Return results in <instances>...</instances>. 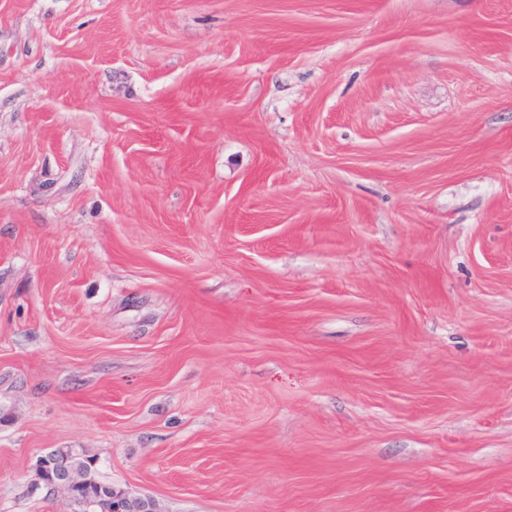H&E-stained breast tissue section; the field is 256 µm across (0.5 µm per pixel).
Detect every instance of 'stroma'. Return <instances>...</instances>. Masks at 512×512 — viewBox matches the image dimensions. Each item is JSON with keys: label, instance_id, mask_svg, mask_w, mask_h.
Masks as SVG:
<instances>
[{"label": "stroma", "instance_id": "stroma-1", "mask_svg": "<svg viewBox=\"0 0 512 512\" xmlns=\"http://www.w3.org/2000/svg\"><path fill=\"white\" fill-rule=\"evenodd\" d=\"M512 512V0H0V512ZM35 475L36 485L42 482L63 487L70 503L79 508L74 512H156L151 498L130 499L123 491L93 483L85 471L71 464L68 451L57 450L42 456L37 461Z\"/></svg>", "mask_w": 512, "mask_h": 512}]
</instances>
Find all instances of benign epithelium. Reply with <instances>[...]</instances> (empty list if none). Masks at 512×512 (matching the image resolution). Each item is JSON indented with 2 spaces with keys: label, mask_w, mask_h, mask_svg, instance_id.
Wrapping results in <instances>:
<instances>
[{
  "label": "benign epithelium",
  "mask_w": 512,
  "mask_h": 512,
  "mask_svg": "<svg viewBox=\"0 0 512 512\" xmlns=\"http://www.w3.org/2000/svg\"><path fill=\"white\" fill-rule=\"evenodd\" d=\"M35 475L38 484L64 488L77 512H156L148 497L131 499L122 491L93 483L85 471L71 464L70 453L64 450L41 457Z\"/></svg>",
  "instance_id": "7a95c632"
}]
</instances>
